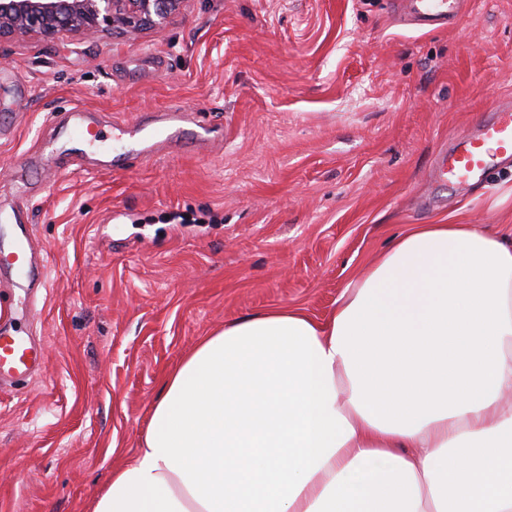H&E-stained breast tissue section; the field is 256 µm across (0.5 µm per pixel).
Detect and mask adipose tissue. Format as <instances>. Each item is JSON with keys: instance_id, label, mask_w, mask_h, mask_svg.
Returning <instances> with one entry per match:
<instances>
[{"instance_id": "ef3b65f1", "label": "adipose tissue", "mask_w": 512, "mask_h": 512, "mask_svg": "<svg viewBox=\"0 0 512 512\" xmlns=\"http://www.w3.org/2000/svg\"><path fill=\"white\" fill-rule=\"evenodd\" d=\"M92 512H512V240L420 224L325 323L204 337Z\"/></svg>"}]
</instances>
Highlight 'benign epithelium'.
I'll return each instance as SVG.
<instances>
[{"instance_id": "7a95c632", "label": "benign epithelium", "mask_w": 512, "mask_h": 512, "mask_svg": "<svg viewBox=\"0 0 512 512\" xmlns=\"http://www.w3.org/2000/svg\"><path fill=\"white\" fill-rule=\"evenodd\" d=\"M183 0H0V41L62 33H136L161 29Z\"/></svg>"}]
</instances>
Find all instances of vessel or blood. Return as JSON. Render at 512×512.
Masks as SVG:
<instances>
[{"instance_id": "1", "label": "vessel or blood", "mask_w": 512, "mask_h": 512, "mask_svg": "<svg viewBox=\"0 0 512 512\" xmlns=\"http://www.w3.org/2000/svg\"><path fill=\"white\" fill-rule=\"evenodd\" d=\"M395 8L405 22L420 27H441L454 23L465 0H394ZM495 116L483 122L477 131L457 143L442 159L436 177L455 185L479 181L499 161L512 159V102L494 109ZM70 145L69 163L81 169L88 165L93 153L106 143L134 151L138 141L123 134H107L93 127L82 107H74L61 128ZM0 266L18 270L26 279L31 294L45 286V264L27 224L14 219L9 223L5 240L0 241ZM42 346L31 339L0 333V385L33 378L40 365Z\"/></svg>"}]
</instances>
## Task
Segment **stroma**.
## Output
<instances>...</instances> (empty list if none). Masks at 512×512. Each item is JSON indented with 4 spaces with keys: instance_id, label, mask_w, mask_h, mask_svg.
Returning a JSON list of instances; mask_svg holds the SVG:
<instances>
[{
    "instance_id": "1",
    "label": "stroma",
    "mask_w": 512,
    "mask_h": 512,
    "mask_svg": "<svg viewBox=\"0 0 512 512\" xmlns=\"http://www.w3.org/2000/svg\"><path fill=\"white\" fill-rule=\"evenodd\" d=\"M0 55V210L26 199L48 281L30 302L0 270V329L44 349L0 389V512H89L167 376L224 324L326 320L415 225H512V162L474 186L434 177L512 97V0L432 30L390 0H184L161 29L17 36ZM78 104L125 127L178 107L216 140L67 169L49 141Z\"/></svg>"
}]
</instances>
